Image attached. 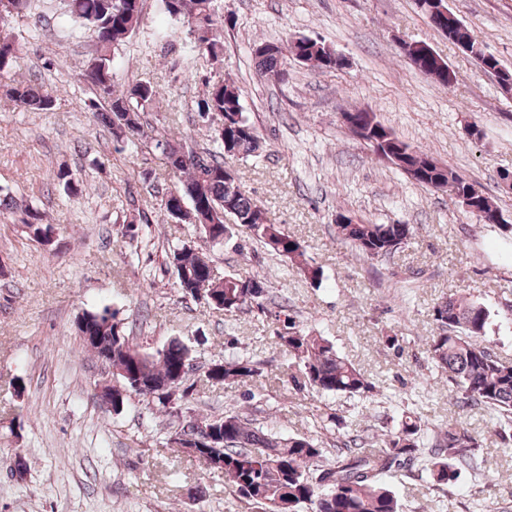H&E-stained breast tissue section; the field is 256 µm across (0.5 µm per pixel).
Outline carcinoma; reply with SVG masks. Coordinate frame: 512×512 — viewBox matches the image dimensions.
<instances>
[{
    "instance_id": "carcinoma-1",
    "label": "carcinoma",
    "mask_w": 512,
    "mask_h": 512,
    "mask_svg": "<svg viewBox=\"0 0 512 512\" xmlns=\"http://www.w3.org/2000/svg\"><path fill=\"white\" fill-rule=\"evenodd\" d=\"M159 13L166 20L187 22L193 41L190 54H204L218 46L213 37L217 19L212 0H158ZM29 7V0H7L0 10V28ZM70 18L89 26L96 34L98 54L93 59V76L86 81L92 91L88 109L107 127L116 151L148 137L142 114L149 111L156 92L148 82H136L124 90L113 83L111 51L139 30L144 20V0H70ZM277 52L254 51L258 73L287 79L288 59L298 53L293 42L276 45ZM326 46L313 47L308 56L309 66L316 70L332 69L325 59ZM17 64V49L13 41L0 37V77ZM17 106L26 111L48 112L52 97L43 92L38 78L18 82L7 90ZM197 112L235 114L224 138L214 137L215 147L196 151L189 149L192 159L185 164L180 155L186 145L178 140H158L160 149L173 177L174 187L163 194L165 212L172 218L193 224L212 219V210H224L232 204L242 219V227L253 241L267 251L286 260L298 273L319 286L323 271L306 259L305 247L269 218L265 209L241 189H232L224 182L226 159L246 160L257 156L261 145L259 132L250 121L242 103V92L233 82L220 80L197 102ZM357 126L368 139L380 140L382 155H394L398 170L417 173L416 184L434 189H449L454 198L475 191L478 185L460 177L446 165H435L427 154L411 147L395 136L377 119L374 112H353ZM24 232L37 241L54 230L35 210L27 212ZM201 233L221 245L233 237L232 227L219 223L214 231L201 226ZM414 233L409 224H370L364 221L336 225V237L351 245L370 260L385 258L405 244ZM165 264L173 268L177 285L184 297L198 300L196 284L206 283L220 300L208 307L224 314H233L255 306L280 324L275 336L282 351L302 365L303 386L322 394H345L364 397L374 384L341 355L327 337L307 331L290 317H281L284 305L277 311L267 309L272 301L266 277L259 274L241 276L228 273L221 279L213 277L208 257L199 249L186 245L166 254ZM438 332L429 337L425 353L428 361L446 375L455 404L459 408L481 406L489 413L494 432L502 442L512 443V363L499 359L490 348L478 342L486 333L491 313L481 302L468 294L450 295L435 307ZM98 340L88 344L87 351L100 359L112 353V368L123 387L112 390L116 402L125 403L136 395L147 404H155L164 412L177 417L187 390L165 393L167 384L182 362L191 359L189 349L178 341L149 354L141 351L129 337L121 334L117 311L105 306L86 314ZM259 375L256 364L245 358L219 361L216 383L243 385ZM211 430L217 447L204 443L196 450L204 456L211 469L224 474V482L238 497L252 506L254 512H404L405 505L387 482L388 476L408 468L424 458L423 470L428 484L441 488L456 486L461 470L482 477L484 487L493 486L495 473L486 466L482 442L461 422L424 438L421 423L407 415L384 433L379 447H372L358 435L347 433L336 441V457L323 461L324 449L318 440L305 436L284 437L273 430L257 427L252 420L237 411L211 420L188 421L177 427L174 434H192Z\"/></svg>"
}]
</instances>
